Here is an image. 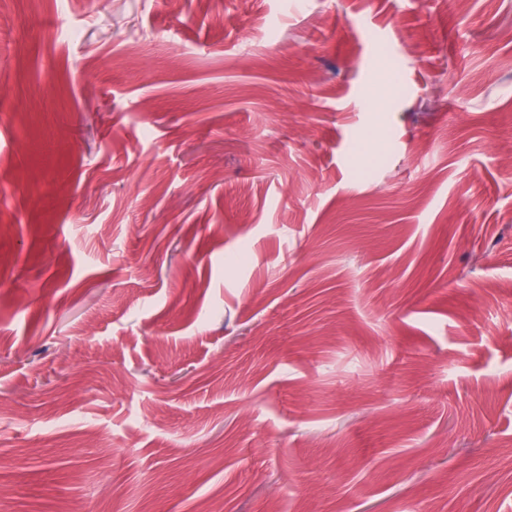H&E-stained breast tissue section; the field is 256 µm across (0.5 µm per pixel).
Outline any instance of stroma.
<instances>
[{
    "mask_svg": "<svg viewBox=\"0 0 512 512\" xmlns=\"http://www.w3.org/2000/svg\"><path fill=\"white\" fill-rule=\"evenodd\" d=\"M512 0H0V512H512Z\"/></svg>",
    "mask_w": 512,
    "mask_h": 512,
    "instance_id": "35a3bbf8",
    "label": "stroma"
}]
</instances>
